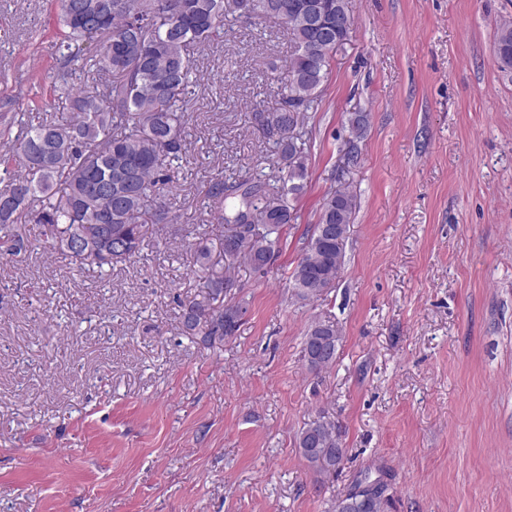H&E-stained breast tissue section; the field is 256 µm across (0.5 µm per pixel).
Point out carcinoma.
Returning a JSON list of instances; mask_svg holds the SVG:
<instances>
[{"instance_id":"obj_1","label":"carcinoma","mask_w":512,"mask_h":512,"mask_svg":"<svg viewBox=\"0 0 512 512\" xmlns=\"http://www.w3.org/2000/svg\"><path fill=\"white\" fill-rule=\"evenodd\" d=\"M306 0H61L65 32L58 44L63 66L50 76L51 89L69 103L63 123L12 116L19 127L0 149V173L19 198L14 210L0 214V256L28 247L20 226L45 227L53 250L77 269L125 264L143 249L148 202L155 223L167 226L170 201L178 190V169L186 154L189 121L185 97L196 72L191 53L207 45L233 15L244 23L264 19L286 26L294 50L281 68L282 107L258 120L272 140L277 164L285 175L272 186L259 177L223 179L206 191L223 226L221 248L231 262L261 272L275 256L276 235L294 220L290 197L304 189L307 147L296 132L300 114L318 105L320 92L336 55L354 25L351 0H311L318 27L308 25ZM87 44L95 74L91 83L72 81V65ZM495 63L512 74V23L496 32ZM348 129L361 139L369 114L351 112ZM355 196L336 190L323 201L319 220L292 272V288L301 300H317L335 287L342 267ZM106 225L111 250L97 234ZM207 297L179 301L183 332L209 347L235 334L241 303H224L235 288L212 270L207 239L189 244ZM341 336L330 321H314L303 341L304 359L317 371L336 362ZM295 447L321 479L343 466L339 426L320 416L305 424ZM387 484L359 480L334 500L332 512H385Z\"/></svg>"}]
</instances>
